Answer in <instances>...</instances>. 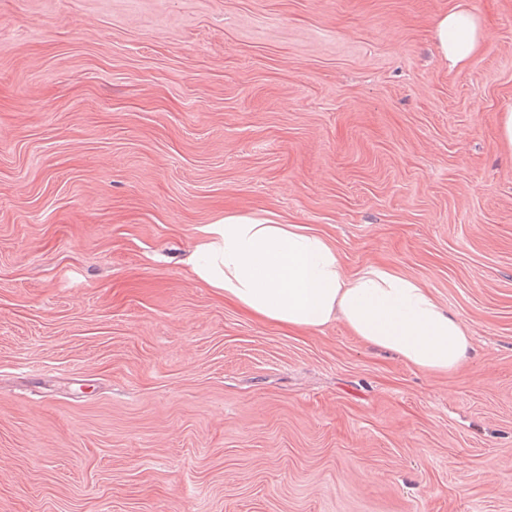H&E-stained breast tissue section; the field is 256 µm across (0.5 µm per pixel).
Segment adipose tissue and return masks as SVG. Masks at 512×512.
I'll use <instances>...</instances> for the list:
<instances>
[{
	"label": "adipose tissue",
	"mask_w": 512,
	"mask_h": 512,
	"mask_svg": "<svg viewBox=\"0 0 512 512\" xmlns=\"http://www.w3.org/2000/svg\"><path fill=\"white\" fill-rule=\"evenodd\" d=\"M434 33L449 67L466 66L483 51V24L462 6L441 14ZM190 274L281 324L315 329L341 318L354 336L430 374L468 360L464 324L420 281L380 265L347 275L335 249L298 224L228 215L205 225Z\"/></svg>",
	"instance_id": "1"
}]
</instances>
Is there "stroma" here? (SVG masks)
Wrapping results in <instances>:
<instances>
[{
	"label": "stroma",
	"mask_w": 512,
	"mask_h": 512,
	"mask_svg": "<svg viewBox=\"0 0 512 512\" xmlns=\"http://www.w3.org/2000/svg\"><path fill=\"white\" fill-rule=\"evenodd\" d=\"M0 0V512H512V0ZM417 279L434 376L189 276L227 214ZM434 33L449 67L466 66L483 51V24L461 5L450 7L439 16Z\"/></svg>",
	"instance_id": "stroma-1"
}]
</instances>
